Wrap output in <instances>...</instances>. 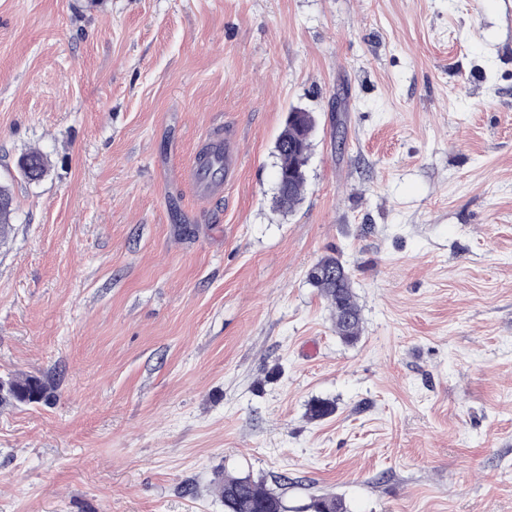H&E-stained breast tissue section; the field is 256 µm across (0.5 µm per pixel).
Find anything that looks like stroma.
Returning <instances> with one entry per match:
<instances>
[{"label":"stroma","mask_w":512,"mask_h":512,"mask_svg":"<svg viewBox=\"0 0 512 512\" xmlns=\"http://www.w3.org/2000/svg\"><path fill=\"white\" fill-rule=\"evenodd\" d=\"M0 182V376L57 383L0 406V512H224L225 472L290 512H512V0H0ZM305 112L299 117V126L290 119V115L285 119L275 144L279 163L273 205L284 213L292 212L301 203L307 185V166H301L311 153L309 132L316 127V120L311 112ZM300 152L303 153V161H300ZM20 162L24 161L26 165H29V169H26L21 176L28 182H32L36 179V182L41 181L47 172V162L44 156L36 151L27 152L19 157ZM199 164L207 177L216 180L223 177L225 168L230 174L234 168V159L228 157L225 159L224 154L220 150H213L199 157ZM339 257L325 256L317 261L319 269L309 272L308 281L325 298L334 320L336 335L348 345L362 334V317L353 288L350 270Z\"/></svg>","instance_id":"obj_1"}]
</instances>
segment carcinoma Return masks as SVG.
I'll list each match as a JSON object with an SVG mask.
<instances>
[{
  "mask_svg": "<svg viewBox=\"0 0 512 512\" xmlns=\"http://www.w3.org/2000/svg\"><path fill=\"white\" fill-rule=\"evenodd\" d=\"M316 127L312 113H302L300 123L285 119L276 144L278 163L277 189L273 197L274 208L289 213L302 201L307 185V168L300 157H309L312 141L309 132ZM29 169L22 177L31 182L42 180L47 172L44 156L30 151L20 156ZM204 174L217 179L224 173V154L210 151L199 157ZM13 196L9 187L0 186V235L10 229L13 214ZM318 269L309 272L308 281L325 298L334 320L336 336L348 344L357 343L362 334V317L353 288L350 270L335 256H325L317 261ZM53 393V386L43 376H12L6 384V393L0 395V405L46 404ZM216 490L224 501V512H288L283 496L249 475L226 474L218 479ZM309 512H347L342 500L334 496H319L310 499Z\"/></svg>",
  "mask_w": 512,
  "mask_h": 512,
  "instance_id": "carcinoma-1",
  "label": "carcinoma"
}]
</instances>
